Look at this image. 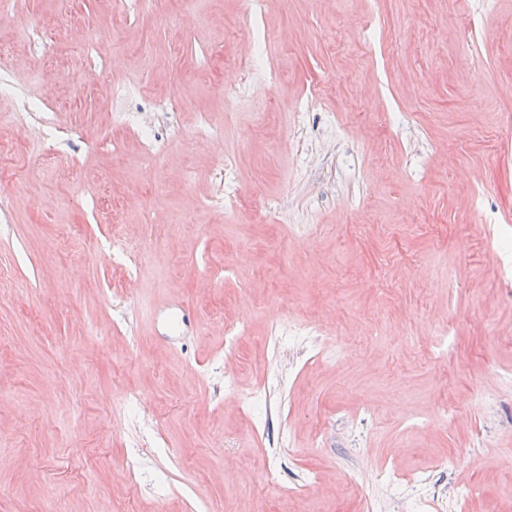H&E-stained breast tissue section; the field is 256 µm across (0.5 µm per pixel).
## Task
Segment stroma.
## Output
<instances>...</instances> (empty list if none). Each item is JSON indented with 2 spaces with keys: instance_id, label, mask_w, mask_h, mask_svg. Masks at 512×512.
Instances as JSON below:
<instances>
[{
  "instance_id": "35a3bbf8",
  "label": "stroma",
  "mask_w": 512,
  "mask_h": 512,
  "mask_svg": "<svg viewBox=\"0 0 512 512\" xmlns=\"http://www.w3.org/2000/svg\"><path fill=\"white\" fill-rule=\"evenodd\" d=\"M89 44L117 62L92 81ZM0 61L64 133L16 139L0 101V512H185L168 484L215 512H362L347 473L390 459L445 497L476 487L468 512H512V0H266L258 17L246 0H18ZM114 82L136 95L113 100ZM203 114L222 146L197 138ZM226 187L245 209L215 206ZM116 232L140 262L123 313L105 302ZM301 321L333 363L271 341ZM228 374L266 382L281 414L256 430L222 399ZM308 470L312 498L286 501ZM119 123L126 125L137 136L147 153L156 154L162 151L160 143L155 139L152 133L139 122L138 116L134 112H120L116 115Z\"/></svg>"
}]
</instances>
